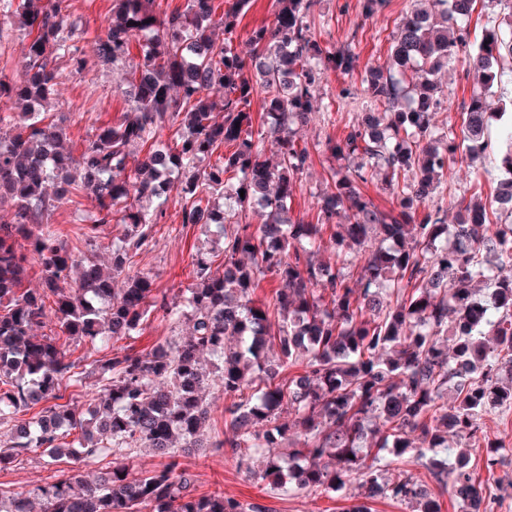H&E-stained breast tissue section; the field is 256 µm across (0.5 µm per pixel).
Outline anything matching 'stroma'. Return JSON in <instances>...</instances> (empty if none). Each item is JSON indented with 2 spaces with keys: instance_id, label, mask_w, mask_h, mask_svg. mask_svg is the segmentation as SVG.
<instances>
[{
  "instance_id": "stroma-1",
  "label": "stroma",
  "mask_w": 512,
  "mask_h": 512,
  "mask_svg": "<svg viewBox=\"0 0 512 512\" xmlns=\"http://www.w3.org/2000/svg\"><path fill=\"white\" fill-rule=\"evenodd\" d=\"M410 6L411 0H390L380 15L366 21L361 16L360 0H319L312 26L315 38L323 46L333 47L350 30H357L359 66L350 77L331 71L322 78L316 91V105L319 111L330 113L331 118L317 120L301 131V142L308 149H315L326 138L342 136L347 126L369 109L370 101L361 88L365 71L386 63L396 27ZM111 8L112 0H70V19L78 27L74 44L85 66L77 72L69 63L60 62L62 80L49 118L63 126L64 147L75 157L80 155L95 128L116 121L130 109L120 71L102 63L96 54L95 39L106 26ZM439 79L446 108L436 115L435 125L440 134L448 135L459 132L461 104L479 86L458 62L443 70ZM348 84L355 87V95L341 98L339 92ZM96 206L94 197L83 192L77 202L53 211L51 222L63 231L68 248L79 247L83 233L94 220ZM211 246V236L204 228L182 224L181 207L172 200L167 205L164 221L156 227L153 246L136 257L134 268L152 276L157 288L175 291L194 281L192 254ZM485 426L489 436L503 445L502 461L491 471L480 457L473 458L471 465L486 493L492 496L490 512H512V408L487 415ZM184 463L197 475L200 491L221 490L225 495L260 504L265 512H345L357 492L351 484L336 495L311 491L294 497L283 496L267 483L246 476L220 451L194 452L185 457ZM111 464L108 456L88 462H54L43 453H32L0 470V487L26 493L64 475L91 479L95 472Z\"/></svg>"
}]
</instances>
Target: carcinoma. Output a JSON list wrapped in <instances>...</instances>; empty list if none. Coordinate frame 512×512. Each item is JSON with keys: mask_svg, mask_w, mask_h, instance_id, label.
I'll return each instance as SVG.
<instances>
[{"mask_svg": "<svg viewBox=\"0 0 512 512\" xmlns=\"http://www.w3.org/2000/svg\"><path fill=\"white\" fill-rule=\"evenodd\" d=\"M155 2L112 0L96 39L103 62H125L137 32L152 38L126 73L131 110L98 127L76 160L61 146L63 128L45 122L57 60L82 67L68 0H0V25L16 22L28 37L22 77L0 78V199L12 202L0 220V469L39 449L54 461L125 459L136 448L164 458L138 475L115 463L92 485L64 478L0 490V512H263L198 492L181 461L204 447L211 416L204 354L224 391V438L209 447L250 477L284 496L336 494L356 480L363 499L441 512L438 492L408 469L426 457L439 492L451 490L460 512H480L472 453L490 470L499 463L502 445L484 417L512 406V224L492 220L512 218V123L491 140L486 98L502 83V53L512 55V9L477 43L468 31L477 0H412L389 66L364 77L374 111L329 142L333 163L307 221L289 206L311 161L298 129L315 117L326 72L357 70L358 30L330 50L311 31L318 0H272V24L252 29L243 53L234 39L253 0H223L220 14L215 0L163 13ZM456 61L482 91L462 103L461 136L442 137L436 75ZM167 124L177 126L172 145L156 139ZM134 144L147 147L144 157L131 156ZM465 156L507 177L486 197L460 201L449 224L431 202ZM377 176L388 208L368 194ZM84 189L97 201L93 230L126 226L108 272L95 236L77 256L50 222L57 203ZM172 196L182 224H215L224 239L222 264L211 252L192 255L195 283L178 299L131 272ZM33 260L41 287L25 288ZM267 277L277 288L261 300ZM51 296L55 330L38 337ZM152 315L191 332L88 369L59 344L107 350ZM69 387L97 389L89 416L69 408ZM72 430L79 437L65 441ZM265 448L288 454L261 465Z\"/></svg>", "mask_w": 512, "mask_h": 512, "instance_id": "carcinoma-1", "label": "carcinoma"}]
</instances>
